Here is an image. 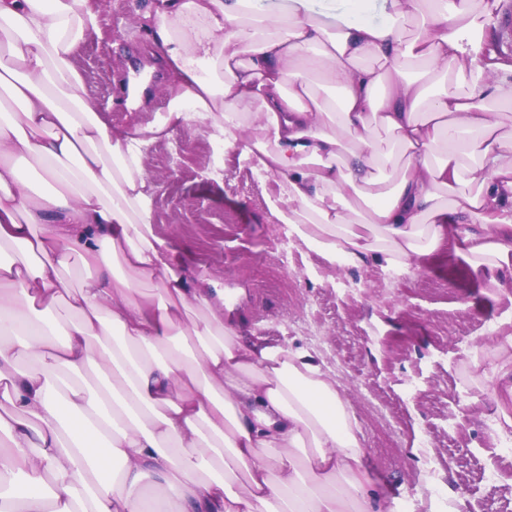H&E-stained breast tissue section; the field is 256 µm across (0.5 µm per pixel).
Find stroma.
Returning a JSON list of instances; mask_svg holds the SVG:
<instances>
[{"instance_id":"obj_1","label":"stroma","mask_w":512,"mask_h":512,"mask_svg":"<svg viewBox=\"0 0 512 512\" xmlns=\"http://www.w3.org/2000/svg\"><path fill=\"white\" fill-rule=\"evenodd\" d=\"M96 2L119 28L76 48L85 92L113 129L147 125L171 80L143 19L150 0ZM143 166L155 235L223 290L243 338L308 350L330 370L386 500L427 512L421 497L445 494L463 500L462 512H512L491 349L512 334V283L487 285L454 238L408 272L333 267L298 242L281 254L270 180L238 149H216L199 123L153 144Z\"/></svg>"}]
</instances>
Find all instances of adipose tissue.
<instances>
[{"label":"adipose tissue","instance_id":"adipose-tissue-1","mask_svg":"<svg viewBox=\"0 0 512 512\" xmlns=\"http://www.w3.org/2000/svg\"><path fill=\"white\" fill-rule=\"evenodd\" d=\"M327 24L309 0H153L173 80L161 119L114 131L83 92L94 0H0V512H396L310 354L245 340L152 227L147 148L193 122L272 180L276 214L329 264L408 270L455 232L512 276V80L482 44L499 0H386ZM339 88L320 96L308 77ZM391 137L383 146L375 133ZM55 190L31 198L25 166ZM79 263L88 278L69 289ZM30 357L34 368L21 369ZM120 461L112 476L104 461Z\"/></svg>","mask_w":512,"mask_h":512}]
</instances>
